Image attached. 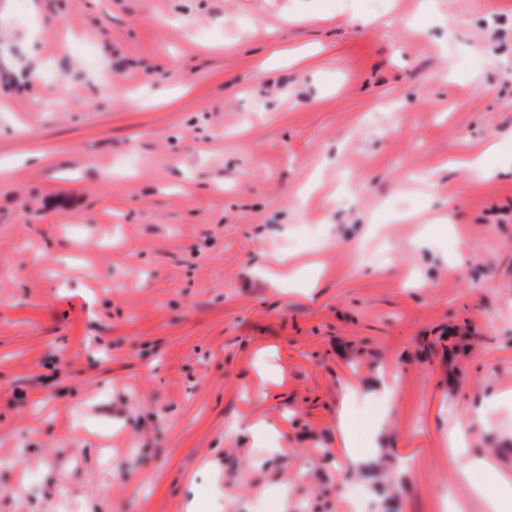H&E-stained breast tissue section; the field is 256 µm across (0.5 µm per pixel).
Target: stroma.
Here are the masks:
<instances>
[{"mask_svg":"<svg viewBox=\"0 0 512 512\" xmlns=\"http://www.w3.org/2000/svg\"><path fill=\"white\" fill-rule=\"evenodd\" d=\"M506 391L512 0H0V512H481Z\"/></svg>","mask_w":512,"mask_h":512,"instance_id":"obj_1","label":"stroma"}]
</instances>
